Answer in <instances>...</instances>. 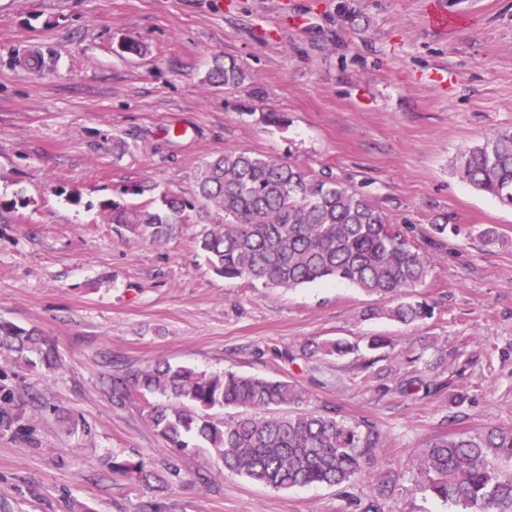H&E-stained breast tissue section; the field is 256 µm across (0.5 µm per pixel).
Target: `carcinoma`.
Returning <instances> with one entry per match:
<instances>
[{
  "instance_id": "cac0c4a2",
  "label": "carcinoma",
  "mask_w": 512,
  "mask_h": 512,
  "mask_svg": "<svg viewBox=\"0 0 512 512\" xmlns=\"http://www.w3.org/2000/svg\"><path fill=\"white\" fill-rule=\"evenodd\" d=\"M247 79L235 62L217 58L205 82L239 88ZM453 169L476 190L512 205V132L460 151ZM196 185L192 199L165 192L142 207L114 200L102 209L116 226L154 242L169 239L180 224L204 225L197 247L226 278L281 288L331 279L385 302L374 316L403 324L432 316L427 301L412 299L432 274L429 256L360 191L247 150L206 161ZM2 348L30 367L51 369L58 361L54 343L38 329L1 320ZM354 350L341 340L314 345L324 355ZM147 396L155 399L148 404V422L169 447L183 455L203 450L224 470L273 490L348 484L377 459L369 424L316 408L284 411L306 401L305 391L290 381L168 362L113 374L115 405ZM226 408L242 412L228 419ZM21 421L14 394L0 397V432L21 429ZM112 472L144 486L153 477L141 461H114ZM405 476L415 493L439 498L458 512H512V427L432 436L405 469L385 471L375 498L386 497Z\"/></svg>"
}]
</instances>
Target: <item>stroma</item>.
<instances>
[{
    "label": "stroma",
    "instance_id": "35a3bbf8",
    "mask_svg": "<svg viewBox=\"0 0 512 512\" xmlns=\"http://www.w3.org/2000/svg\"><path fill=\"white\" fill-rule=\"evenodd\" d=\"M125 41L146 55L121 52ZM251 84L205 83L214 58ZM267 112L286 121L265 122ZM512 131V0H0V319L52 339L57 368L0 352V388L29 398L26 434L0 433V512H366L375 476L277 491L176 454L141 402L112 403V369L169 361L288 379L311 408L369 423L405 467L451 429L512 426V209L452 171L465 148ZM293 161L361 191L429 254L414 325L371 316L343 283L227 280L180 225L154 243L116 230L103 202L193 198L227 150ZM149 197L122 195L133 183ZM462 225L435 235L433 225ZM497 227L505 243L478 239ZM387 347L370 351L369 338ZM341 339L357 353H312ZM468 393L398 394L414 367ZM457 422H449L451 414ZM144 461L161 483L113 473ZM383 512H448L400 480Z\"/></svg>",
    "mask_w": 512,
    "mask_h": 512
}]
</instances>
